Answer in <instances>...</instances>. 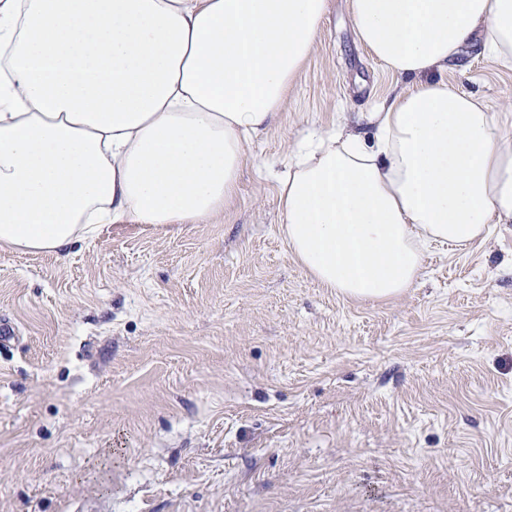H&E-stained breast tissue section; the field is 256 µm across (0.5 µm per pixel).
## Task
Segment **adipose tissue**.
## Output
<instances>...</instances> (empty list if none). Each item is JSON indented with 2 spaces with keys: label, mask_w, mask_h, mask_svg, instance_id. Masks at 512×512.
I'll return each instance as SVG.
<instances>
[{
  "label": "adipose tissue",
  "mask_w": 512,
  "mask_h": 512,
  "mask_svg": "<svg viewBox=\"0 0 512 512\" xmlns=\"http://www.w3.org/2000/svg\"><path fill=\"white\" fill-rule=\"evenodd\" d=\"M327 6L0 0V245L64 258L105 224L223 214ZM350 13L414 85L299 147L282 230L320 283L387 300L419 281L427 244L465 248L512 224V113L428 80L475 41L512 69V0H350Z\"/></svg>",
  "instance_id": "ef3b65f1"
}]
</instances>
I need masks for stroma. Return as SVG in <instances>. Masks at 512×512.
I'll use <instances>...</instances> for the list:
<instances>
[{"instance_id":"obj_1","label":"stroma","mask_w":512,"mask_h":512,"mask_svg":"<svg viewBox=\"0 0 512 512\" xmlns=\"http://www.w3.org/2000/svg\"><path fill=\"white\" fill-rule=\"evenodd\" d=\"M432 79L512 106L476 50ZM405 85L329 0L223 215L0 248V512H512V224L373 302L282 233L296 142Z\"/></svg>"}]
</instances>
